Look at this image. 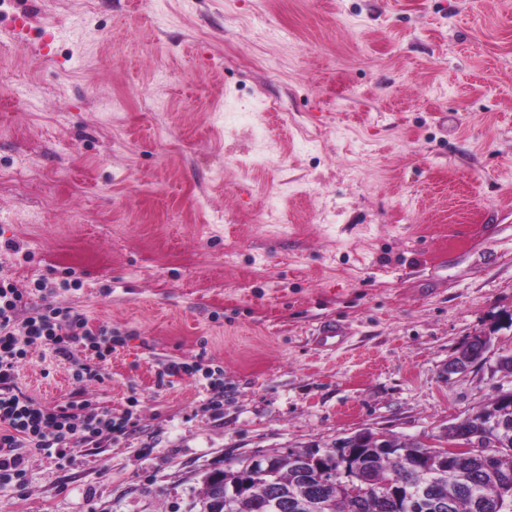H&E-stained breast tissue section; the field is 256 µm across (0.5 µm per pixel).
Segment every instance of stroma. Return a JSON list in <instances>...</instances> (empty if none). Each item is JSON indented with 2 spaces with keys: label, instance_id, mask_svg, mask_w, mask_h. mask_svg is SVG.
Wrapping results in <instances>:
<instances>
[{
  "label": "stroma",
  "instance_id": "stroma-1",
  "mask_svg": "<svg viewBox=\"0 0 512 512\" xmlns=\"http://www.w3.org/2000/svg\"><path fill=\"white\" fill-rule=\"evenodd\" d=\"M15 28L0 280L116 339L101 378L45 346L17 384L129 423L32 453L0 512H200L237 460L432 444L512 390V0H0ZM490 348V338L486 335L473 336L468 343L462 347L456 356L448 364L451 372L466 370L471 364L485 359V354Z\"/></svg>",
  "mask_w": 512,
  "mask_h": 512
}]
</instances>
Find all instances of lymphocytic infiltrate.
Returning a JSON list of instances; mask_svg holds the SVG:
<instances>
[{
    "instance_id": "1",
    "label": "lymphocytic infiltrate",
    "mask_w": 512,
    "mask_h": 512,
    "mask_svg": "<svg viewBox=\"0 0 512 512\" xmlns=\"http://www.w3.org/2000/svg\"><path fill=\"white\" fill-rule=\"evenodd\" d=\"M28 300V292L0 281V476L5 477H22L32 452L63 457L69 444L98 443L128 424L127 419H114L111 409L85 399L46 407L18 388L16 374L29 348L52 345L66 361L73 348L89 352V361L72 370L78 382L97 376L100 364L112 354L111 330L92 332L71 308H38Z\"/></svg>"
}]
</instances>
